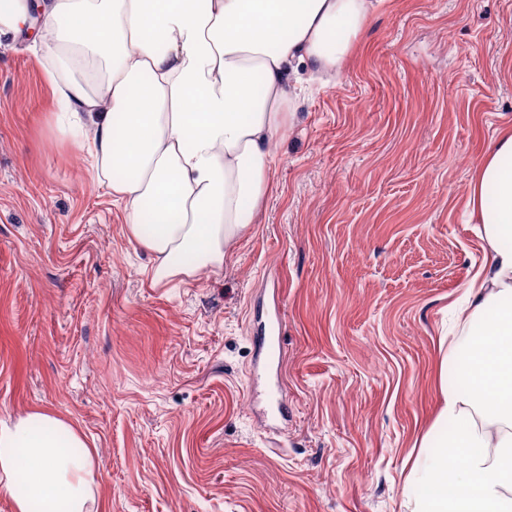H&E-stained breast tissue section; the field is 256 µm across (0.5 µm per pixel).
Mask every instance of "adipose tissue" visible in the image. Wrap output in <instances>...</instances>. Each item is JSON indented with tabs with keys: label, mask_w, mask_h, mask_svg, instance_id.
Instances as JSON below:
<instances>
[{
	"label": "adipose tissue",
	"mask_w": 512,
	"mask_h": 512,
	"mask_svg": "<svg viewBox=\"0 0 512 512\" xmlns=\"http://www.w3.org/2000/svg\"><path fill=\"white\" fill-rule=\"evenodd\" d=\"M372 0H0V48L32 37L62 137L148 252L153 284L215 273L272 190L301 70L343 67ZM491 250L452 305L467 332L439 385L441 450L422 436L409 512H512V131L473 176ZM93 451L48 414L0 421V493L14 512H86ZM55 487L47 495V487Z\"/></svg>",
	"instance_id": "ef3b65f1"
}]
</instances>
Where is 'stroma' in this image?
Instances as JSON below:
<instances>
[{
    "label": "stroma",
    "mask_w": 512,
    "mask_h": 512,
    "mask_svg": "<svg viewBox=\"0 0 512 512\" xmlns=\"http://www.w3.org/2000/svg\"><path fill=\"white\" fill-rule=\"evenodd\" d=\"M28 45L0 49V420L95 448L93 512H407L448 305L484 266L465 203L512 128V0H381L302 85L260 224L153 285ZM281 335L287 420L254 339Z\"/></svg>",
    "instance_id": "obj_1"
}]
</instances>
